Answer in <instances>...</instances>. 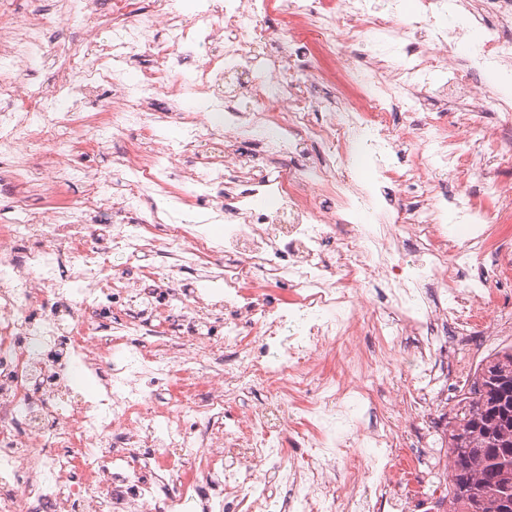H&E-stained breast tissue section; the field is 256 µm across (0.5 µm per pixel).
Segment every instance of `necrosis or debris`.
Masks as SVG:
<instances>
[{
	"instance_id": "necrosis-or-debris-1",
	"label": "necrosis or debris",
	"mask_w": 512,
	"mask_h": 512,
	"mask_svg": "<svg viewBox=\"0 0 512 512\" xmlns=\"http://www.w3.org/2000/svg\"><path fill=\"white\" fill-rule=\"evenodd\" d=\"M55 3L76 39L53 42L42 10L19 22L0 9V162L26 216L0 225V512H375L386 499L439 512L447 491L417 465L429 435L401 423L432 419L438 371L470 374L456 345L504 261L490 229L512 216V187L477 172L485 155L512 167L484 122L494 109L512 125V90L469 76L512 65V0H415L406 16L400 0H199L191 15L153 0L142 16L132 0L106 14ZM451 5L500 17L461 65L447 51L462 30L438 22ZM271 12L284 24L274 50ZM381 43L404 52L382 57ZM339 59L352 95L319 93ZM47 68L56 80L30 89L25 76ZM104 85L95 111H77ZM433 92L462 101L456 128L420 113ZM400 108L413 123L392 122ZM238 139L277 173L255 177ZM310 143L324 160L288 166ZM85 149L107 156L104 179L72 163ZM368 152L371 179L357 171ZM377 178L416 187L415 203L381 211ZM70 183L85 195L54 203ZM180 193L215 201L223 230L169 223ZM116 253L130 267L113 269ZM366 330L379 353L364 355ZM404 335L419 344L398 372L387 357ZM335 350L359 380L324 372ZM78 369L90 396L72 392ZM379 386L398 410L381 425Z\"/></svg>"
}]
</instances>
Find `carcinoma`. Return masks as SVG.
Returning <instances> with one entry per match:
<instances>
[{
    "mask_svg": "<svg viewBox=\"0 0 512 512\" xmlns=\"http://www.w3.org/2000/svg\"><path fill=\"white\" fill-rule=\"evenodd\" d=\"M512 347L495 352L475 373L448 435L452 462L446 512H503L512 468Z\"/></svg>",
    "mask_w": 512,
    "mask_h": 512,
    "instance_id": "cac0c4a2",
    "label": "carcinoma"
}]
</instances>
